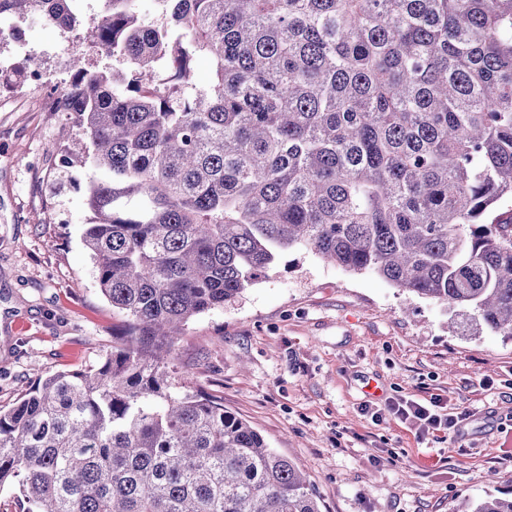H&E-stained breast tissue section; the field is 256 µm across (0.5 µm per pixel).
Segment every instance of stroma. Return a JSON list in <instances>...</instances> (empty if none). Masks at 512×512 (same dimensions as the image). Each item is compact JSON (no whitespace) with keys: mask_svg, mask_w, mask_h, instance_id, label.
Returning a JSON list of instances; mask_svg holds the SVG:
<instances>
[{"mask_svg":"<svg viewBox=\"0 0 512 512\" xmlns=\"http://www.w3.org/2000/svg\"><path fill=\"white\" fill-rule=\"evenodd\" d=\"M47 88L64 90L77 32L14 23ZM82 132L27 84L0 81V406L32 382L112 351L124 317L100 293L81 242L91 170L62 165ZM311 253L281 254L267 278L192 319L178 378L221 399L311 481L323 512H451L512 492V339ZM433 395L464 418L418 435L388 403ZM383 410L373 420L370 409Z\"/></svg>","mask_w":512,"mask_h":512,"instance_id":"35a3bbf8","label":"stroma"}]
</instances>
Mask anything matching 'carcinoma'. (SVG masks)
Masks as SVG:
<instances>
[{
    "label": "carcinoma",
    "mask_w": 512,
    "mask_h": 512,
    "mask_svg": "<svg viewBox=\"0 0 512 512\" xmlns=\"http://www.w3.org/2000/svg\"><path fill=\"white\" fill-rule=\"evenodd\" d=\"M74 0H0L69 30ZM61 91L92 170L83 245L126 317L91 369L0 408L24 512H321L306 475L167 371L189 321L302 248L512 339V0H106ZM212 79L187 93L191 61ZM182 87L150 84L157 67ZM454 512H512L488 493Z\"/></svg>",
    "instance_id": "1"
}]
</instances>
